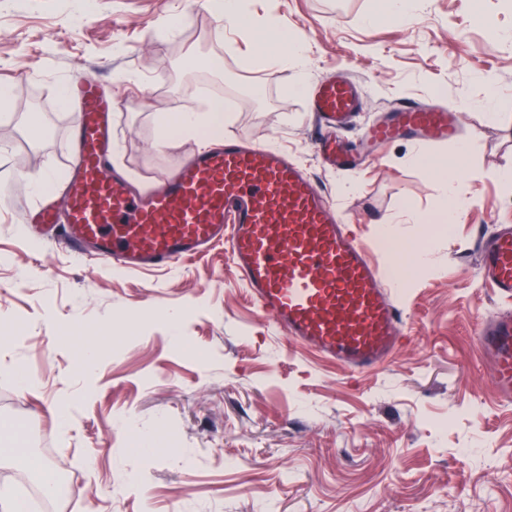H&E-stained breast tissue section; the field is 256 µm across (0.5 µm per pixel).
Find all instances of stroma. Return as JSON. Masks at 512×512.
<instances>
[{"label":"stroma","mask_w":512,"mask_h":512,"mask_svg":"<svg viewBox=\"0 0 512 512\" xmlns=\"http://www.w3.org/2000/svg\"><path fill=\"white\" fill-rule=\"evenodd\" d=\"M0 0V446L50 449L66 481L56 512H512V404L502 403L477 345L499 305L477 275L478 232L512 224V0H414L398 21L380 0H246L304 44L307 70L251 52V34L216 32L196 0ZM190 14L170 35L158 29ZM336 71L366 88L339 133L363 161L325 169L305 89ZM95 76L112 95V166L138 190L198 152H159V116L179 100L230 101L224 131L305 164L382 269L398 265L405 338L379 370L353 372L299 352L252 304L223 247L179 266L130 272L81 259L17 227L36 204L28 175L70 174L73 113L61 87ZM495 90L500 106L488 104ZM437 103L463 127L469 159L463 223H434L438 160L455 143L367 142L369 120ZM421 216L397 224L401 209ZM427 262L410 261L419 250ZM97 337L85 370L56 338ZM39 382L22 393L19 368ZM69 426H61L60 415ZM161 449L130 442L129 423Z\"/></svg>","instance_id":"stroma-1"}]
</instances>
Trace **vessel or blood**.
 I'll return each instance as SVG.
<instances>
[{
	"instance_id": "vessel-or-blood-1",
	"label": "vessel or blood",
	"mask_w": 512,
	"mask_h": 512,
	"mask_svg": "<svg viewBox=\"0 0 512 512\" xmlns=\"http://www.w3.org/2000/svg\"><path fill=\"white\" fill-rule=\"evenodd\" d=\"M78 111L69 126L75 164L62 189L64 214L48 203L24 211L45 232L64 225L60 242L137 271L167 267L224 245L237 279L288 341L351 371L385 365L402 341L404 314L390 279L357 236L341 224L329 198L287 152L257 148L228 136L197 153L160 187L134 193L109 174L114 103L96 78L74 91ZM309 111L343 124L361 109L359 86L324 76L306 97ZM376 145L399 138L454 141L458 124L433 105L398 109L371 123ZM323 162L346 169L335 139L318 145ZM477 273L501 299L477 341L502 402L512 403V225L480 234Z\"/></svg>"
}]
</instances>
